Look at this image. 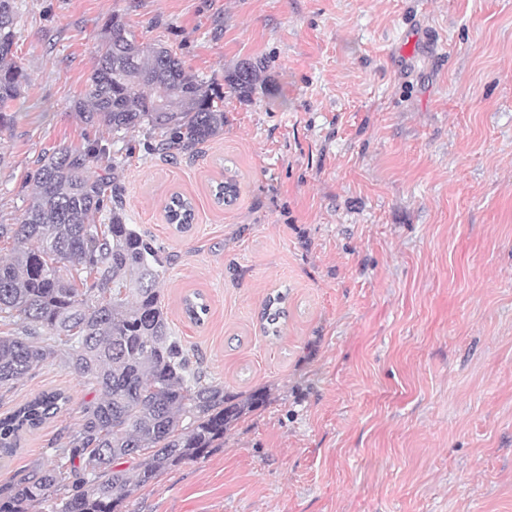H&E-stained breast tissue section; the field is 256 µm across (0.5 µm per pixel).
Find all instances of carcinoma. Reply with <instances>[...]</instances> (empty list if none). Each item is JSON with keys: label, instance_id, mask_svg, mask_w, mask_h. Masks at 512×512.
<instances>
[{"label": "carcinoma", "instance_id": "1", "mask_svg": "<svg viewBox=\"0 0 512 512\" xmlns=\"http://www.w3.org/2000/svg\"><path fill=\"white\" fill-rule=\"evenodd\" d=\"M16 24L15 0H0V129L11 127L14 104L30 86L16 60ZM96 54L78 114L118 140L144 129L163 153H192L224 131V86L244 100L274 92L262 61L238 63L222 85L173 51L138 41L118 12L106 20ZM114 165L101 138L43 153L28 174L22 221L0 224V240L10 244L0 257V322L13 326L0 336V387L54 363L96 392L56 461L0 486V512H32L50 500L51 512H120L162 473L204 458L245 411L266 401L262 391L241 400L205 381L171 335L158 289L161 247L126 223ZM237 195L232 176L213 190L226 205ZM106 209L107 222L96 223ZM164 210L177 231L191 229L188 198L174 195ZM183 309L196 324L207 313L198 292ZM287 317L288 291L275 290L260 315L264 335L281 336ZM68 402L61 391L43 393L0 416V456L13 455L23 433Z\"/></svg>", "mask_w": 512, "mask_h": 512}]
</instances>
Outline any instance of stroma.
Masks as SVG:
<instances>
[{"mask_svg": "<svg viewBox=\"0 0 512 512\" xmlns=\"http://www.w3.org/2000/svg\"><path fill=\"white\" fill-rule=\"evenodd\" d=\"M16 4L31 84L0 132V224L20 222L39 155L99 138L74 103L112 11L200 74L261 58L275 86L225 91L224 131L193 156L142 129L110 145L128 224L169 259L173 336L226 392L268 394L123 512H512V0ZM176 192L186 233L164 217ZM50 389L68 410L0 459V485L54 461L94 396L47 363L0 389V414ZM168 224H175L179 232H186L191 229V220L194 219L192 202L180 195H173L169 203L164 207ZM287 306V290H275L266 297L260 315V328L265 336L272 338L281 336L282 326L288 317Z\"/></svg>", "mask_w": 512, "mask_h": 512, "instance_id": "stroma-1", "label": "stroma"}]
</instances>
